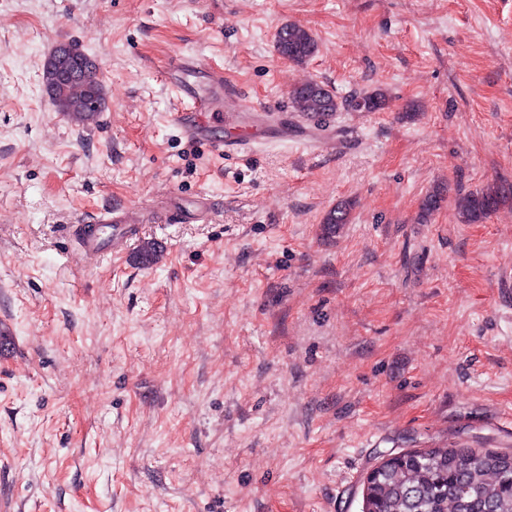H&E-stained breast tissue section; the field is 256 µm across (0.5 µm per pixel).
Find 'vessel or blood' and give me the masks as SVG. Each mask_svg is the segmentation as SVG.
Returning <instances> with one entry per match:
<instances>
[{"instance_id": "b4317fda", "label": "vessel or blood", "mask_w": 512, "mask_h": 512, "mask_svg": "<svg viewBox=\"0 0 512 512\" xmlns=\"http://www.w3.org/2000/svg\"><path fill=\"white\" fill-rule=\"evenodd\" d=\"M163 77L179 103L175 122L189 139H204L210 117L228 95L224 87L223 69L195 57L182 56L164 72ZM268 113V108L259 107L236 115L238 133L214 141V148L227 155L251 154L255 146L265 140L264 127ZM302 142L308 149L323 151L335 148L336 135L321 126L307 125L303 128ZM139 223L140 216L135 212L103 219L96 233L82 241V253L99 260L124 252L127 244L137 238Z\"/></svg>"}]
</instances>
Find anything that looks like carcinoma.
I'll return each mask as SVG.
<instances>
[{
	"label": "carcinoma",
	"mask_w": 512,
	"mask_h": 512,
	"mask_svg": "<svg viewBox=\"0 0 512 512\" xmlns=\"http://www.w3.org/2000/svg\"><path fill=\"white\" fill-rule=\"evenodd\" d=\"M277 52L294 63L312 57L317 45L304 27L288 24L278 35ZM64 65L75 69L73 78L54 76L51 59L44 63L45 92L57 111L72 121L89 125L100 108L92 97L103 100L99 67L77 46H65ZM294 111L310 118H326L339 108H350L357 100L359 112H377L386 105L380 92L354 93L342 102L331 90L315 80H304L290 91ZM512 199V185L493 183L479 191L460 192L455 198L458 220L479 224ZM352 203L344 202L327 212L323 219L329 234L349 223ZM363 512H512V453L480 448H415L397 453L393 460L377 467V474L364 481Z\"/></svg>",
	"instance_id": "obj_1"
}]
</instances>
